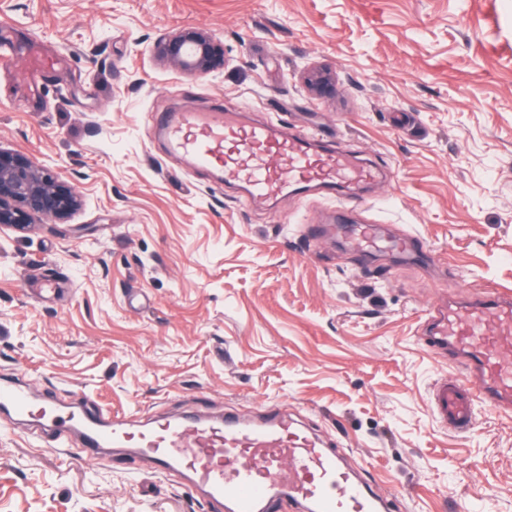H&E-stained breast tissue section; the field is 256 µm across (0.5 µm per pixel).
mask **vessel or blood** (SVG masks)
Returning a JSON list of instances; mask_svg holds the SVG:
<instances>
[{"label": "vessel or blood", "mask_w": 512, "mask_h": 512, "mask_svg": "<svg viewBox=\"0 0 512 512\" xmlns=\"http://www.w3.org/2000/svg\"><path fill=\"white\" fill-rule=\"evenodd\" d=\"M171 149L200 168L217 169L227 183L247 187L251 199L279 196L300 187L334 191L372 179L370 168L325 142L323 133H282L265 122L245 124L234 113L181 112L159 118ZM357 250L381 244L377 225L352 228ZM430 341L459 354L460 374L443 379L433 395L439 418L468 431L473 401L487 408L512 407V295L489 289L466 303L434 308ZM0 406L19 419L37 417L78 432L86 459L106 447L133 449L156 473H178L225 512H386L344 457L302 431L287 414H228L211 421L161 418L141 425L100 410L80 412L56 396L11 382L0 386Z\"/></svg>", "instance_id": "1"}]
</instances>
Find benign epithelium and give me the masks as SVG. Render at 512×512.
Returning <instances> with one entry per match:
<instances>
[{
  "label": "benign epithelium",
  "mask_w": 512,
  "mask_h": 512,
  "mask_svg": "<svg viewBox=\"0 0 512 512\" xmlns=\"http://www.w3.org/2000/svg\"><path fill=\"white\" fill-rule=\"evenodd\" d=\"M153 54L185 75H218L226 63L223 41L197 26L162 35ZM81 205V195L50 166L27 152L0 147L1 230H23L38 217L63 220Z\"/></svg>",
  "instance_id": "benign-epithelium-1"
}]
</instances>
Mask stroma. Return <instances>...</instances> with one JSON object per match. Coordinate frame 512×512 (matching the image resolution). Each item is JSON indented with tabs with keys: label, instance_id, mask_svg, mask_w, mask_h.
I'll list each match as a JSON object with an SVG mask.
<instances>
[{
	"label": "stroma",
	"instance_id": "stroma-1",
	"mask_svg": "<svg viewBox=\"0 0 512 512\" xmlns=\"http://www.w3.org/2000/svg\"><path fill=\"white\" fill-rule=\"evenodd\" d=\"M181 26L224 43L217 76L157 63ZM17 62L0 146L83 196L0 231V382L112 415L285 411L342 449L390 512H512V411L452 431L432 404L439 303L512 291V0H0ZM331 81L314 96L307 73ZM325 129L379 182L248 201L171 152L165 112ZM421 236L437 261L360 258L349 228ZM55 279L38 299L37 282ZM0 512H213L133 457L90 463L0 413Z\"/></svg>",
	"mask_w": 512,
	"mask_h": 512
}]
</instances>
